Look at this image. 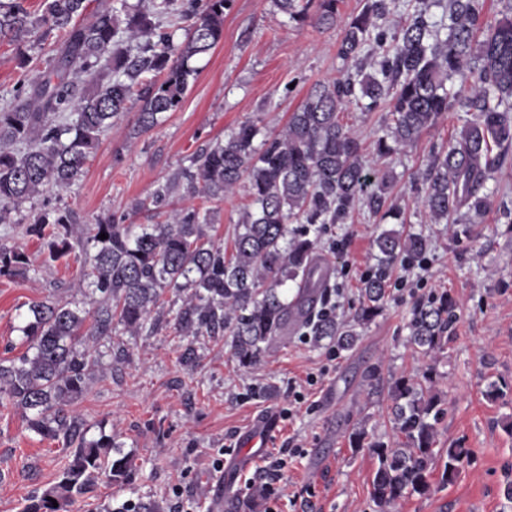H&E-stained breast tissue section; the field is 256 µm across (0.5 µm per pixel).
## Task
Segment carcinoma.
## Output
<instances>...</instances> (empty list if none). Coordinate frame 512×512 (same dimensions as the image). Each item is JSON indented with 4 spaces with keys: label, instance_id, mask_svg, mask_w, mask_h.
Instances as JSON below:
<instances>
[{
    "label": "carcinoma",
    "instance_id": "cac0c4a2",
    "mask_svg": "<svg viewBox=\"0 0 512 512\" xmlns=\"http://www.w3.org/2000/svg\"><path fill=\"white\" fill-rule=\"evenodd\" d=\"M142 2L120 0L78 23L85 0H46L38 16L23 0H0V39L20 45L41 28L66 32L64 48L32 83L30 99L0 107V224L14 223L21 202L78 180L100 136L126 112L132 96L142 102L133 138L153 127L159 115L175 111L197 73L191 61L223 39L224 10L232 0H189L186 8L175 6L176 0H151L146 7ZM273 3L297 24L312 19L334 26L340 19L341 0H318L313 16V0ZM395 7L396 0H365L344 21L339 55L355 64L356 75L315 85L282 133L257 146L261 128L245 121L135 204L161 213L182 185L193 197L219 203L244 182L250 203L240 214L231 252L205 239L211 210L200 207L173 210L164 223L142 230L113 219L76 228L71 213L60 207L36 213L35 225L52 226L51 259L70 255L73 239L94 249L88 287L100 301L92 313L75 300L31 303V317L19 327L26 350L0 360V401L22 410L37 434L75 445L57 482L23 512H68L74 497L93 483L124 478L132 467L128 456L108 452L116 447L111 436L87 438L85 423L68 410L83 394L90 371L103 364L99 340L139 332L166 291H185L173 316L175 329L230 336L236 362L248 367L283 333L295 300L309 288L317 258L314 234L321 225L337 223L359 204L373 214L386 208L388 180L361 161L359 141L342 123L350 103L392 116L375 142L380 159L417 142L448 113H471L448 147L433 153L416 188L435 224L458 223L463 207L476 217L486 212L493 147L512 144V12L491 19L484 0H451L446 24L421 9L390 35L376 31L375 20ZM162 14L193 18L183 42L176 45L170 34L156 32L152 18ZM142 38L133 52L132 42ZM366 59L370 73L362 72ZM146 71L154 78L138 81ZM376 245L386 266L400 257L415 261L427 240L385 231ZM27 266L23 251L0 246V276ZM290 282L297 287L291 300L282 291ZM360 293L352 319L319 318L313 305L298 326L317 341L353 348L356 328L384 309V279L366 278ZM455 322L452 298L433 296L414 308L407 343L419 354L441 350ZM432 381L433 369L427 368L392 382L393 444L369 440L360 427L348 436L353 451L366 449L377 458L371 485L378 512L426 492L440 461L442 482L452 483L468 457L458 444L435 449L445 401L432 392Z\"/></svg>",
    "mask_w": 512,
    "mask_h": 512
}]
</instances>
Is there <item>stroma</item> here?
<instances>
[{
	"label": "stroma",
	"instance_id": "stroma-1",
	"mask_svg": "<svg viewBox=\"0 0 512 512\" xmlns=\"http://www.w3.org/2000/svg\"><path fill=\"white\" fill-rule=\"evenodd\" d=\"M342 27L289 22L272 0H234L224 13V39L194 58L198 70L180 107L160 116L137 138L129 132L141 109L128 110L104 132L82 176L67 190L23 202L10 224H0V245L23 250L25 274L0 277V359L25 351L20 328L32 302L76 300L94 310L83 277L89 256L48 257L47 233L32 231L33 215L46 204L73 212L79 223L111 217L127 224H156L154 211L134 210L164 185L192 156L241 122H257L264 134L281 131L316 83L344 78L351 66L338 49ZM65 36H33L24 49L0 40V104L25 101L31 80L44 71ZM26 68H19V54ZM362 144L365 161L391 176L388 204L400 219L356 208L342 221L326 225L317 252L331 267V287L341 288L340 318L359 304V288L377 263L376 238L385 231L419 234L429 241V270L417 287L389 290L381 315L359 330L356 345L304 339L302 331L270 344L258 362L239 367L230 339L205 333L179 335L167 311L152 313L134 336L113 337L101 367L91 372L84 395L69 408L90 427L105 433L133 459L128 481L101 482L69 512H112L124 502L153 504L157 512H210L204 487L215 478L214 459L240 451L238 438L265 412L280 413L296 393L291 419L264 449L296 446L298 457L282 471L284 496L265 499L255 488L256 470L237 487L240 502L253 512H376L372 474L376 460L353 452L348 435L361 426L375 439L394 437L389 420L388 386L424 366L435 370L434 389L445 399L437 425L438 447L462 443L470 451L453 483L442 484L433 471L426 493L409 496L389 512H512V148L486 183L488 209L470 233L461 225L431 222L414 188L432 150L447 147L469 120L452 112L420 140L387 159H377L374 142L389 115L349 105L341 115ZM250 202L246 187L219 203L205 232L231 246L235 225ZM448 292L455 303V333L444 349L425 356L407 346L416 302ZM194 363H182L186 348ZM318 381L305 385L307 374ZM499 393L488 398L489 384ZM71 449L63 440L41 437L21 410L0 404V512H22L24 504L53 485Z\"/></svg>",
	"mask_w": 512,
	"mask_h": 512
}]
</instances>
